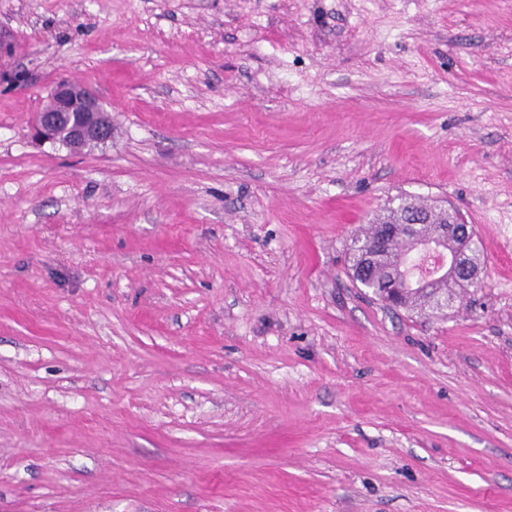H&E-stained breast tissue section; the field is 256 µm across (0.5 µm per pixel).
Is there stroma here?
Returning a JSON list of instances; mask_svg holds the SVG:
<instances>
[{
  "label": "stroma",
  "instance_id": "obj_1",
  "mask_svg": "<svg viewBox=\"0 0 512 512\" xmlns=\"http://www.w3.org/2000/svg\"><path fill=\"white\" fill-rule=\"evenodd\" d=\"M0 512H512V0H0ZM111 141L35 144L52 88ZM485 255L355 287L398 197ZM398 203L394 202L386 207L382 214L376 215L372 221L377 225V230L369 244V251L365 257V263L362 273L375 265L386 252L393 248L395 242H403V259L397 265V259L401 254V248L396 246L391 251L385 263L378 266L368 274L369 280L374 285L382 286L389 280L388 271L392 266H396L391 272V285L383 293V302L391 308H406L405 297L412 290L420 293H428V301L425 308L432 311H443L456 302V297L448 296L447 292L435 288L434 285L444 281L442 288H448L447 279H454L464 282L472 288L481 287V270L483 266H477L473 256L480 252L476 235L471 230L470 224H465L461 215L457 212L452 214L448 224H443L441 206L423 207L415 197L401 196L397 198ZM409 202L417 203L421 208L436 209L438 215L435 216L433 229L426 232L429 227H423L422 232L418 231L420 224H426L421 216L411 215L404 224H391L397 221L400 209L404 210L403 204ZM371 225V226H372ZM425 231L426 233H424ZM441 254L445 256L447 262L441 271L432 278H415L410 257L414 254ZM446 281V282H445ZM419 292L409 293L407 298V307H421L419 300L423 298Z\"/></svg>",
  "mask_w": 512,
  "mask_h": 512
}]
</instances>
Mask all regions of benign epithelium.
<instances>
[{
  "label": "benign epithelium",
  "mask_w": 512,
  "mask_h": 512,
  "mask_svg": "<svg viewBox=\"0 0 512 512\" xmlns=\"http://www.w3.org/2000/svg\"><path fill=\"white\" fill-rule=\"evenodd\" d=\"M53 105L39 112L34 122L35 137L56 143L67 136L69 147L81 150L92 144L106 143L112 138L111 119L103 104L86 87L67 81L58 82L52 92ZM424 220L411 215L402 224H379L363 270L375 265L395 242L403 243V259L391 272V285L383 293V302L391 308L405 307V297L412 290L428 294L426 307L442 311L456 302L436 284L454 279L472 288L481 287L482 266L473 256L479 252L471 225L456 213L446 224H436L424 233L418 231Z\"/></svg>",
  "instance_id": "benign-epithelium-1"
}]
</instances>
